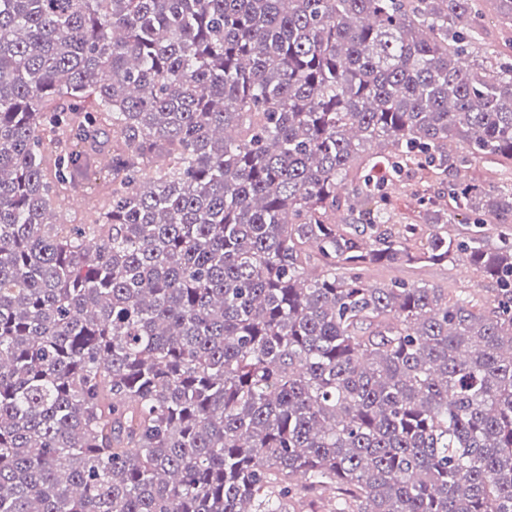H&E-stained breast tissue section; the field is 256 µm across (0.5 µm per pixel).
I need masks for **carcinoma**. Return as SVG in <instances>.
<instances>
[{"mask_svg":"<svg viewBox=\"0 0 512 512\" xmlns=\"http://www.w3.org/2000/svg\"><path fill=\"white\" fill-rule=\"evenodd\" d=\"M484 2L0 0V512H512V243L448 236L512 224ZM457 263L492 300L368 277ZM465 174L466 178L473 182L494 179L498 184H510L512 183V164L510 161H473ZM109 179L98 180L91 188H83L73 192L62 190V193L54 199L52 209L64 212L65 221L62 224H92L95 222L106 200V186ZM76 194H80L78 203L73 202ZM391 195L398 200L399 211L395 217L398 221H406L412 224H422L419 217V209L415 204V200L410 194V187L404 182H395L389 187ZM406 217L407 219H404Z\"/></svg>","mask_w":512,"mask_h":512,"instance_id":"carcinoma-1","label":"carcinoma"}]
</instances>
